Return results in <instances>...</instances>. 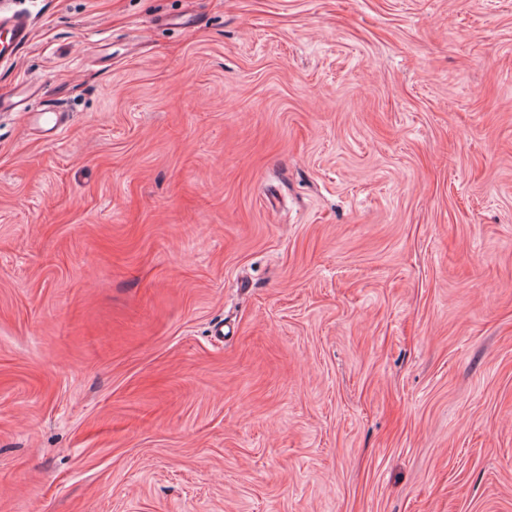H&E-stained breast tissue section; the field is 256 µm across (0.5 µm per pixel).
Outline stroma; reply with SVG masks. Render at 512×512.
Listing matches in <instances>:
<instances>
[{
    "instance_id": "obj_1",
    "label": "stroma",
    "mask_w": 512,
    "mask_h": 512,
    "mask_svg": "<svg viewBox=\"0 0 512 512\" xmlns=\"http://www.w3.org/2000/svg\"><path fill=\"white\" fill-rule=\"evenodd\" d=\"M0 8V512H512V0ZM32 37L29 17L21 13L0 15V61L15 58Z\"/></svg>"
}]
</instances>
